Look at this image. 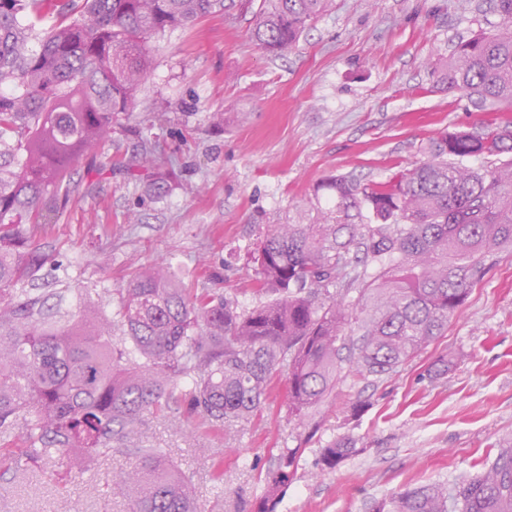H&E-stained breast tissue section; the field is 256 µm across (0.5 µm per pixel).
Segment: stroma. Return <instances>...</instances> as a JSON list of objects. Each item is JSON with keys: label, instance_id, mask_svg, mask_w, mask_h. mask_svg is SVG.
Wrapping results in <instances>:
<instances>
[{"label": "stroma", "instance_id": "1", "mask_svg": "<svg viewBox=\"0 0 512 512\" xmlns=\"http://www.w3.org/2000/svg\"><path fill=\"white\" fill-rule=\"evenodd\" d=\"M499 22L491 0H336L285 57L252 42L248 14L175 30L132 115L115 119L111 145L74 163L70 199L35 241L84 288H119L136 265L164 264L192 271L191 287L253 306L248 248L266 225L329 205L324 179L385 182L426 161L449 129L512 123V104H475L436 74L460 40ZM153 111L165 125L149 127ZM144 136L174 159L157 200L131 180ZM442 355L452 360L448 373L430 376ZM286 378L273 380L249 422L212 427L176 400L148 417L135 445L163 449L190 472L199 512H256L286 447L300 457L275 512H369L405 487L476 474L512 436V252L442 336L393 373L349 374L306 424L288 415ZM343 436L359 454L326 469L324 446ZM132 462L129 452L104 450L52 467L0 464V512H127L107 485Z\"/></svg>", "mask_w": 512, "mask_h": 512}]
</instances>
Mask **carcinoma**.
Instances as JSON below:
<instances>
[{"label":"carcinoma","mask_w":512,"mask_h":512,"mask_svg":"<svg viewBox=\"0 0 512 512\" xmlns=\"http://www.w3.org/2000/svg\"><path fill=\"white\" fill-rule=\"evenodd\" d=\"M335 0H0V457L52 462L125 446L174 399L213 427L250 421L288 368V415L302 420L349 369L383 375L448 327L473 287L512 248V127L441 136L428 160L383 183L348 176L320 188L334 204L268 224L249 252L255 293L189 288L190 272L139 269L93 292L67 275L40 288L47 255L33 237L69 201L67 176L112 142L133 109L154 43L234 5L253 10L252 38L274 56L297 46ZM492 34L457 43L438 82L478 103L512 104V0H493ZM141 195L159 198L171 157L141 143ZM505 155L472 166V158ZM56 299L48 304V297ZM357 323L359 336L344 330ZM359 452L340 437L334 468ZM110 493L129 512H196L191 477L158 448H137ZM298 449L283 448L260 512H273ZM371 512H512V441L477 475L405 488Z\"/></svg>","instance_id":"obj_1"}]
</instances>
